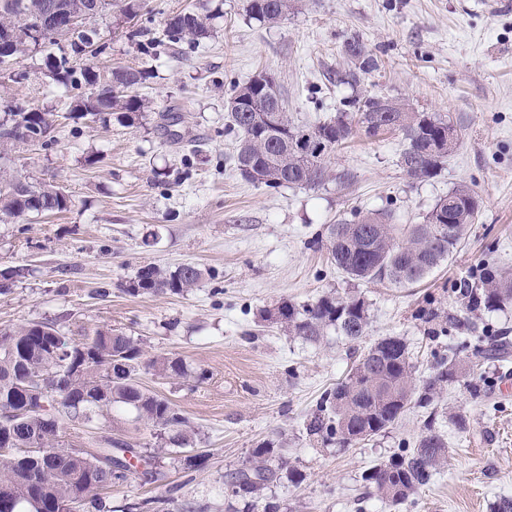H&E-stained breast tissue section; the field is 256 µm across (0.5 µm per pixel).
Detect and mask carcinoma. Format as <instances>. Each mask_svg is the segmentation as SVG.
I'll use <instances>...</instances> for the list:
<instances>
[{
  "label": "carcinoma",
  "mask_w": 512,
  "mask_h": 512,
  "mask_svg": "<svg viewBox=\"0 0 512 512\" xmlns=\"http://www.w3.org/2000/svg\"><path fill=\"white\" fill-rule=\"evenodd\" d=\"M53 0H0V27L10 26L19 32L10 50L0 51V69L8 71L15 61L26 55L27 40L22 36L34 17L48 9ZM294 9V0H248L249 15L266 24L285 20ZM113 11L123 20L140 15V0H101L99 15ZM211 15L186 10L166 19L163 41L170 45L197 47L211 36ZM100 38L95 26L79 32L67 44L54 38L42 41V72L49 84L70 99L67 112L76 119L106 121V115L118 112L130 122L144 112L145 100L138 87L149 77L144 66L115 67L102 74L86 63L83 45ZM345 53L357 66L339 78L343 84H357L360 75L378 68L374 53L359 38L345 44ZM230 98L248 100L251 112L228 113L230 131L236 133L235 164L247 157L249 169L240 171L246 180L268 188L301 185L316 187L326 174L327 160L336 147L349 138L354 127L366 136L375 137L387 130L403 133L406 145L400 155V167L411 177L422 179L434 175L444 164L461 137V128L450 118L435 113L414 112L406 104L380 96L356 99L357 120L340 114L318 125L299 123L286 111L276 83L253 81L232 86ZM53 126V115L34 99L21 109L8 101L0 116V154L14 146L7 128L12 125ZM306 138V155L286 152V142ZM72 200L62 187L45 183L39 197L30 198L20 187L17 176L0 175V220L17 219L29 214H54L70 209ZM478 210L475 192L460 184L439 200L420 224H394L389 211L361 214L329 227L326 249L331 262L349 278L359 281L385 282L406 288L419 281L452 258L464 239ZM27 268L0 270V279L9 286L0 295L11 293L15 283L24 278ZM202 269L185 264L174 270L146 265L141 267L127 286L131 295L170 293L179 295L196 287ZM465 308L503 309L512 305V274L486 267L476 283L465 282L459 288ZM265 318L280 325L294 336L317 342L329 328L340 335L359 341L368 333L369 312L360 297L340 298L331 293L295 304L284 301L265 311ZM421 319L433 323L431 339L448 335V325L463 324L448 318L442 308L422 311ZM467 347L479 355L505 354L504 344L494 336H474ZM144 355L139 340L121 330L97 329L84 341L75 343L64 326L57 323L30 321L12 329H0V442L10 441L15 448H47L50 464L39 483L32 484L21 476L23 462L0 455V512H26L30 500L42 505V512H59L64 502L78 503L79 512H112L107 506L105 490L125 482L134 464L124 466L112 482L100 484L98 471L101 455L85 454L73 458L57 448L61 435L70 423H112L114 410L129 408L136 419L167 431L165 443L177 448L188 445L194 432L187 419L165 397L143 387L138 370ZM461 360L457 353L433 354L428 377L415 376V364L404 339L397 336L379 338L366 346L344 380L321 396L314 416L307 424L309 436L342 448L372 438L397 423L412 403L426 407L435 394L457 377ZM160 377L186 378L183 362L166 356L149 360ZM79 399L80 413L49 409L58 404L63 390ZM281 447L264 442L253 449L250 464L226 481L228 508L239 512L234 502L247 506L244 512H278V505L266 500L263 491L276 480L284 468ZM448 456V438L435 431L420 436L411 448H403L388 461L370 467L362 476V498L376 496L388 506L397 507L430 484L444 467ZM144 463L148 481L160 479L156 470L157 452L134 454Z\"/></svg>",
  "instance_id": "carcinoma-1"
}]
</instances>
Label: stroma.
I'll return each mask as SVG.
<instances>
[{"mask_svg": "<svg viewBox=\"0 0 512 512\" xmlns=\"http://www.w3.org/2000/svg\"><path fill=\"white\" fill-rule=\"evenodd\" d=\"M247 0H223L211 37L182 53L159 42L141 54L114 14L96 21L105 62L145 66L140 94L146 110L135 124L120 114L107 123L66 120L49 148L18 145L0 167L34 182L64 187V213L0 221V269L26 267L12 292L0 295V328L56 322L80 342L102 327L141 338L145 358L181 359L202 382L158 377L141 367L139 381L174 404L195 430L189 449L203 465L158 460L164 478L140 474L113 486L114 512L145 498L156 512L173 500L196 512H224V480L245 467L253 448L287 447L288 467L264 491L280 512H490L512 497V392L494 359L462 351L464 370L431 409L412 405L394 428L350 448L309 441L306 418L322 393L352 366L355 346L327 331L317 343L289 335L262 312L282 301L303 303L333 292L369 306L368 341L403 338L425 376L433 354L460 349V339L427 338L418 317L428 301L449 316H468V335L489 333L512 345V307L466 315L459 282L490 264L512 272V0H298L277 25L250 18ZM360 38L379 67L357 86L340 83L351 62L344 45ZM42 55L21 57L28 82L10 86V101L38 99L48 112L67 101L39 72ZM274 75L288 112L314 123L377 95L457 121L456 149L429 178L408 177L399 165L400 132L369 138L358 132L337 148L318 187L277 189L244 180L232 159L236 135L226 101L235 83ZM179 116L165 129L166 114ZM466 184L479 213L452 259L421 283L394 288L348 278L320 244L330 224L354 210H392L397 223H420L439 198ZM190 263L204 272L193 290L133 296L126 284L140 267ZM483 393L473 396L470 384ZM448 439V462L432 484L400 508L378 498L360 501L362 475L416 441L427 416ZM466 420L465 430L454 425ZM160 428L119 411L112 426H68L59 445L89 449L110 437L142 450L160 442Z\"/></svg>", "mask_w": 512, "mask_h": 512, "instance_id": "1", "label": "stroma"}]
</instances>
